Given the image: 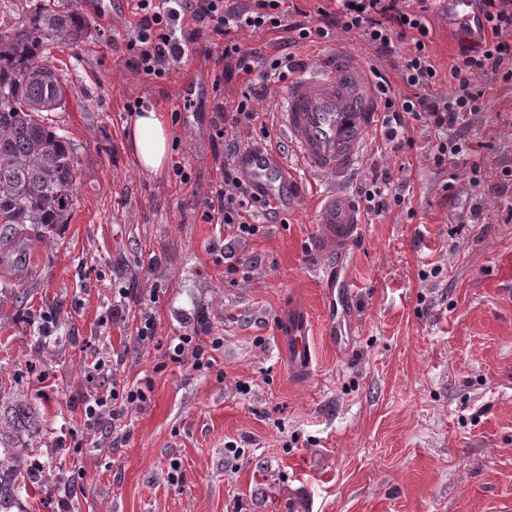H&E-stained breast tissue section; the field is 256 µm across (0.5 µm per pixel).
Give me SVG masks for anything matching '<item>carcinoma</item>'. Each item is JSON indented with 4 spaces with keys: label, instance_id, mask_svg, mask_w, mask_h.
Here are the masks:
<instances>
[{
    "label": "carcinoma",
    "instance_id": "obj_1",
    "mask_svg": "<svg viewBox=\"0 0 512 512\" xmlns=\"http://www.w3.org/2000/svg\"><path fill=\"white\" fill-rule=\"evenodd\" d=\"M87 31L67 0L63 9L45 0L12 26L0 27V248L11 246L21 263L28 227L66 224L73 210L77 153L42 121L66 103L62 74L41 61L54 42H82ZM38 412L19 394L0 393V512L20 508L29 436Z\"/></svg>",
    "mask_w": 512,
    "mask_h": 512
}]
</instances>
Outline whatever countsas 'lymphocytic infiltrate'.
Listing matches in <instances>:
<instances>
[{
	"instance_id": "f902f5d3",
	"label": "lymphocytic infiltrate",
	"mask_w": 512,
	"mask_h": 512,
	"mask_svg": "<svg viewBox=\"0 0 512 512\" xmlns=\"http://www.w3.org/2000/svg\"><path fill=\"white\" fill-rule=\"evenodd\" d=\"M283 0H182L181 7L163 0H136L139 20L131 46L137 47L135 65L148 78L168 75L172 65L180 62L201 34L224 42L221 58L227 61L224 79L240 76L241 89L236 98L225 103L220 115L224 123L220 134L229 160L224 164V180L203 197L199 206L205 222L223 219L233 226L236 236L255 235L260 227L256 211L273 213L272 202L254 183L242 175L245 162L238 146L240 134L259 129L268 134L267 122L261 121L255 102L264 100L271 84L285 81L288 75L302 70L305 61L295 55L297 48L332 39L335 31L355 34L361 43L379 55L398 59L397 70L406 88L405 94L392 93L389 80L381 71L373 77L382 100V128L391 151L403 147L401 133L408 120L426 124L439 137L434 145L433 160L443 165L447 154L462 152L460 140L448 137V130L461 124L466 113L480 111L484 92L472 82L474 74L512 81V0H474L480 20L476 46H465L450 65L447 79L453 91L445 97L434 95L440 76L427 50L430 29L426 18L439 0H335L334 10L322 11V23L315 26L301 17V8L282 9ZM191 15L202 24L203 32L189 36L176 33L181 16ZM278 32L283 36V54L268 56L261 50L242 49L233 32ZM412 39L408 53H400L399 41ZM222 339L210 335L208 328L194 335L178 337L170 346V358L191 364L197 371L212 369L213 353ZM88 379L95 385L84 399V428L97 432L107 427L108 418H119L121 407L142 404L146 395L141 388L120 382L101 384V377L112 373V352L97 350L86 367Z\"/></svg>"
}]
</instances>
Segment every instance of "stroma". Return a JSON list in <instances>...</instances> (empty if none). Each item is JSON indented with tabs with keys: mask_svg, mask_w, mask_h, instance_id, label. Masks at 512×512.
Returning a JSON list of instances; mask_svg holds the SVG:
<instances>
[{
	"mask_svg": "<svg viewBox=\"0 0 512 512\" xmlns=\"http://www.w3.org/2000/svg\"><path fill=\"white\" fill-rule=\"evenodd\" d=\"M76 5L89 29L79 44L50 46L66 104L44 118L79 158L72 218L28 230L22 271L0 263V387L39 412L28 468L54 475L28 488L24 512H56L72 481L75 512H512V279L499 267L512 253V84L477 77L483 106L457 128L469 148L443 165L420 122L396 154L374 132L348 189L386 169L403 201L365 215L346 253L326 256L313 212L330 182L309 177L275 127L296 182L287 205L257 213L261 230L245 239L200 218L199 200L224 179L214 107L237 87L215 81L221 45L200 39L152 80L127 48L135 0ZM429 27L445 95L470 39L443 7ZM137 99L170 124L171 166L159 175L140 171L127 145L125 106ZM327 274L349 285L344 306ZM118 286L131 288L130 310L102 323ZM293 302L314 321L316 370L302 385L277 351ZM143 305L149 344L136 338ZM204 326L223 339L214 368L172 362L171 339ZM104 346L113 377L148 400L87 434L86 364Z\"/></svg>",
	"mask_w": 512,
	"mask_h": 512,
	"instance_id": "obj_1",
	"label": "stroma"
}]
</instances>
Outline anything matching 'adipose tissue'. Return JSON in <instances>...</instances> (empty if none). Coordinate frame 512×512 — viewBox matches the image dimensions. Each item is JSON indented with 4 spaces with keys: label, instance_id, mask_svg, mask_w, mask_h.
I'll use <instances>...</instances> for the list:
<instances>
[{
    "label": "adipose tissue",
    "instance_id": "adipose-tissue-1",
    "mask_svg": "<svg viewBox=\"0 0 512 512\" xmlns=\"http://www.w3.org/2000/svg\"><path fill=\"white\" fill-rule=\"evenodd\" d=\"M129 149L139 169L160 174L168 166L171 130L163 113L143 111L136 114L127 130Z\"/></svg>",
    "mask_w": 512,
    "mask_h": 512
}]
</instances>
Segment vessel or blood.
<instances>
[{"label":"vessel or blood","instance_id":"b4317fda","mask_svg":"<svg viewBox=\"0 0 512 512\" xmlns=\"http://www.w3.org/2000/svg\"><path fill=\"white\" fill-rule=\"evenodd\" d=\"M379 95L370 70L359 55L340 47L327 50L312 69L291 81L277 112V126L310 175L336 181L314 209L317 244L340 252L357 237L362 217L346 183L357 171L369 136L378 128ZM246 177L273 200L294 190L288 167L276 149L255 151ZM311 320L299 304L278 319V354L292 378L314 373Z\"/></svg>","mask_w":512,"mask_h":512}]
</instances>
